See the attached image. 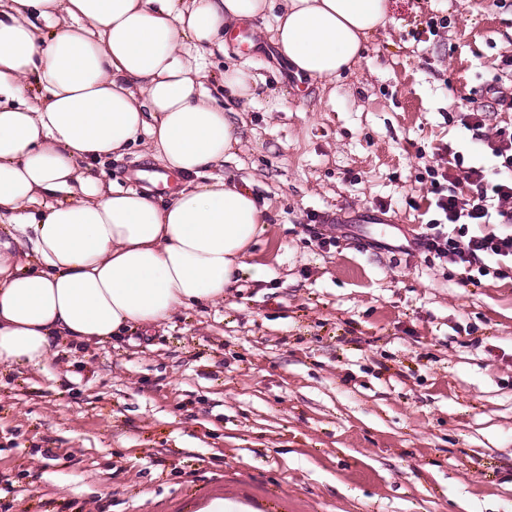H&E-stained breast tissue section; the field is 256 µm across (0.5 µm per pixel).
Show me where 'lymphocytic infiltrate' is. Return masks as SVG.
<instances>
[{
	"instance_id": "obj_1",
	"label": "lymphocytic infiltrate",
	"mask_w": 512,
	"mask_h": 512,
	"mask_svg": "<svg viewBox=\"0 0 512 512\" xmlns=\"http://www.w3.org/2000/svg\"><path fill=\"white\" fill-rule=\"evenodd\" d=\"M493 155L499 159L506 178L489 182L484 169L464 166L461 160H453L448 166L427 168L428 191L435 197L437 215L425 224L419 236V244L425 251L447 262L462 266L465 279L478 283L480 278L502 276L503 271L489 266V259H512V232L485 233L481 227L490 223L492 217H500L503 223H512V130L496 129L488 141ZM465 181L471 188L469 196H460L455 186ZM496 199V209H489V199ZM453 224L478 226V234L461 241L449 231Z\"/></svg>"
}]
</instances>
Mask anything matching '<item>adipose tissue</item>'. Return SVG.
I'll use <instances>...</instances> for the list:
<instances>
[{"instance_id": "ef3b65f1", "label": "adipose tissue", "mask_w": 512, "mask_h": 512, "mask_svg": "<svg viewBox=\"0 0 512 512\" xmlns=\"http://www.w3.org/2000/svg\"><path fill=\"white\" fill-rule=\"evenodd\" d=\"M274 9L271 45L324 83L356 62L388 0H0V365L160 327L223 301L245 268L264 279L246 259L265 208L207 175L240 139L205 92L201 52ZM40 19L60 22L51 39ZM144 138L178 181L169 202L93 170Z\"/></svg>"}]
</instances>
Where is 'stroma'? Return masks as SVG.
<instances>
[{"mask_svg":"<svg viewBox=\"0 0 512 512\" xmlns=\"http://www.w3.org/2000/svg\"><path fill=\"white\" fill-rule=\"evenodd\" d=\"M512 0H389L360 60L320 87L269 42L203 53L236 113L225 181L269 226L223 303L150 336L53 345L0 369V512H192L221 492L259 512H512V272L463 283L419 249L418 178L450 152L496 179L512 128L470 99L512 80ZM259 83L225 95V69ZM288 91L280 111L271 93ZM142 145L97 174L136 188Z\"/></svg>","mask_w":512,"mask_h":512,"instance_id":"obj_1","label":"stroma"}]
</instances>
